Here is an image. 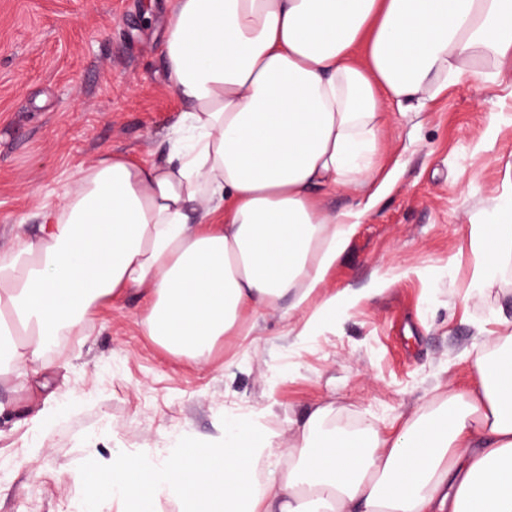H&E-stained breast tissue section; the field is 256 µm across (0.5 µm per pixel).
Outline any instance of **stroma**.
<instances>
[{"label": "stroma", "instance_id": "35a3bbf8", "mask_svg": "<svg viewBox=\"0 0 512 512\" xmlns=\"http://www.w3.org/2000/svg\"><path fill=\"white\" fill-rule=\"evenodd\" d=\"M171 4L0 0V253L17 234L38 237L40 207L102 151L166 159L181 109L163 63ZM382 110L380 167L395 180L328 285L381 275L388 289L304 342L269 314L257 350L227 336L203 365L145 336L138 294L99 305L87 335L49 351L48 387L0 381V512H79L85 457L154 458L216 435L230 411L265 410L284 430L329 405L339 427L393 433L437 391L471 388L481 327L512 315L511 260L486 296L469 295L471 237L512 193V80H462L419 116Z\"/></svg>", "mask_w": 512, "mask_h": 512}]
</instances>
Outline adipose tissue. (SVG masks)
<instances>
[{
  "label": "adipose tissue",
  "mask_w": 512,
  "mask_h": 512,
  "mask_svg": "<svg viewBox=\"0 0 512 512\" xmlns=\"http://www.w3.org/2000/svg\"><path fill=\"white\" fill-rule=\"evenodd\" d=\"M163 59L182 109L167 163L101 153L43 234L0 257V377L26 386L94 308L133 292L168 353L209 360L268 312L301 341L379 293L327 278L362 210L321 193L371 186L381 103L427 110L468 76H512V0H175ZM474 295L512 259V196L471 243ZM474 388L399 431L329 430L328 407L289 421L225 420L150 461L94 455L75 476L89 512H512V320L486 330ZM322 202L327 209L343 210L355 208L359 202V197L353 191L336 189V191H330L324 194Z\"/></svg>",
  "instance_id": "ef3b65f1"
}]
</instances>
